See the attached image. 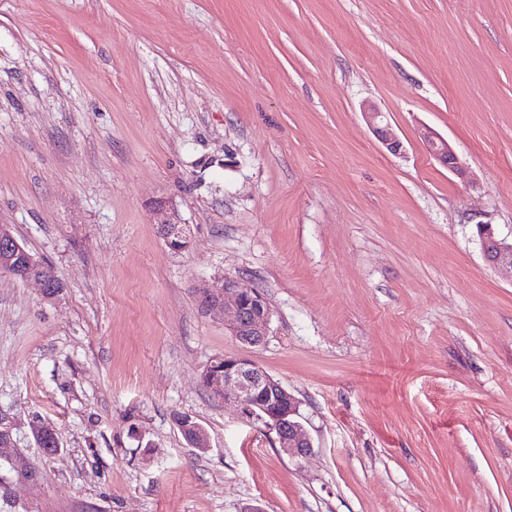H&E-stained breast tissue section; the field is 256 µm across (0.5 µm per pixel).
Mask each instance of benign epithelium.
I'll return each instance as SVG.
<instances>
[{
	"label": "benign epithelium",
	"instance_id": "benign-epithelium-1",
	"mask_svg": "<svg viewBox=\"0 0 512 512\" xmlns=\"http://www.w3.org/2000/svg\"><path fill=\"white\" fill-rule=\"evenodd\" d=\"M364 119L386 151L392 155L403 153V144L392 132L382 112L375 104L364 107ZM420 138L431 155L448 171L465 175L460 161L448 139L434 129L423 126ZM159 211L166 213L158 222V234L166 246L181 251L189 244L186 227L175 213L166 212V204L157 203ZM481 249L485 259L498 267L512 270V239L501 237L486 223L477 225ZM0 254L5 264L0 271L15 274L18 267L34 270L25 275L40 287L44 299L54 301L62 295L64 286L57 272L46 262L32 255L6 228H0ZM198 309L204 315L224 321V326L241 344L258 347L266 341L271 310L263 294L240 277L226 276L219 288L206 283L194 287ZM201 379L207 381L212 396L237 407L243 417L275 433L280 448L289 455H302L312 448L307 431L300 418V402L280 381L274 379L253 361L244 357H216L204 369ZM174 421L188 444L200 453L210 451L206 429L193 417L174 415ZM15 424L10 417L0 414V459L6 460L13 477L6 485V501L14 499L18 485L39 488L42 472L31 464L16 448L13 437Z\"/></svg>",
	"mask_w": 512,
	"mask_h": 512
}]
</instances>
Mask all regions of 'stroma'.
Instances as JSON below:
<instances>
[{
  "label": "stroma",
  "instance_id": "obj_1",
  "mask_svg": "<svg viewBox=\"0 0 512 512\" xmlns=\"http://www.w3.org/2000/svg\"><path fill=\"white\" fill-rule=\"evenodd\" d=\"M481 222L512 234V0H0V224L65 283L50 303L0 273V411L44 473L17 499L512 512V272ZM228 276L270 305L261 346L197 307L194 283ZM224 356L299 399L309 454L210 396ZM363 116L368 127L388 153L395 156L403 153V144L392 132L385 112L375 104H368L364 107ZM420 138L426 143L431 155L448 171L464 176V165L448 139L428 126L419 130ZM158 211L165 212L166 217L158 222V234L165 242L166 246L173 251H181L189 244V237L186 232L185 224L178 221L174 212H166V204L156 203ZM477 229L485 259L497 267L512 270V234L510 240L500 237L487 223H478ZM173 419L192 448H195L200 453L210 451L211 448L206 429L200 423L186 414H175ZM32 433L36 439L37 442L44 441L49 438H55L56 448H53V446H50L48 442H44L43 445L39 448L42 450V454L49 458L57 457L61 454V448L60 444L56 435L55 428L48 423L40 422V421H33L32 424ZM45 448H51V452L48 454L44 452Z\"/></svg>",
  "mask_w": 512,
  "mask_h": 512
}]
</instances>
